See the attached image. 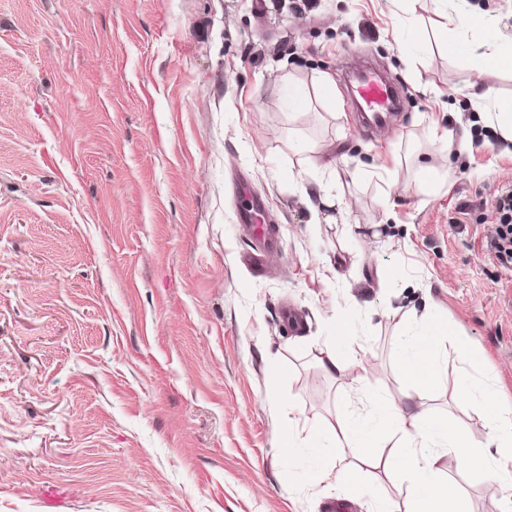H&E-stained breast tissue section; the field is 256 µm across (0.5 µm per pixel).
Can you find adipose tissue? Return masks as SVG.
Masks as SVG:
<instances>
[{
  "instance_id": "obj_1",
  "label": "adipose tissue",
  "mask_w": 512,
  "mask_h": 512,
  "mask_svg": "<svg viewBox=\"0 0 512 512\" xmlns=\"http://www.w3.org/2000/svg\"><path fill=\"white\" fill-rule=\"evenodd\" d=\"M345 326V320L337 321L336 341L321 351L318 362L327 374L359 385L363 378L355 371ZM452 354L464 365L478 361L475 351L457 342L447 319L437 315L399 343L396 360L402 377L419 390L439 380ZM458 400L484 417L494 433L495 452H488L485 443L466 436L455 425L443 424L426 411H406L375 391L369 395L367 414H341L335 424L310 431L302 441L297 438V423H289L281 434V445L292 450L302 444L323 452L329 466L342 467L346 480L357 485L364 473L345 465L342 441H352L365 462L374 458L381 443L392 442L387 462L410 489L405 512H467L460 484L442 471L439 461L445 454H454L466 468L502 482L512 496V473L503 467L512 461V405L500 402L493 382L475 383L467 377L459 386Z\"/></svg>"
}]
</instances>
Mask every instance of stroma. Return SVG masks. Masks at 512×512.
Masks as SVG:
<instances>
[{
	"mask_svg": "<svg viewBox=\"0 0 512 512\" xmlns=\"http://www.w3.org/2000/svg\"><path fill=\"white\" fill-rule=\"evenodd\" d=\"M451 12L490 20L452 32L454 54ZM492 39L512 42V0H0V512H44L46 483L69 489L63 512H395L389 469L315 485L324 460L281 447L289 421L371 391L492 441L455 401L467 373L512 403V275L482 248L512 186L483 112L512 71L461 89ZM351 55L404 91L374 138L341 83ZM241 175L279 242L259 274ZM435 312L482 361L417 392L393 348ZM342 317L359 388L317 363ZM440 466L468 512H504L499 484Z\"/></svg>",
	"mask_w": 512,
	"mask_h": 512,
	"instance_id": "1",
	"label": "stroma"
}]
</instances>
